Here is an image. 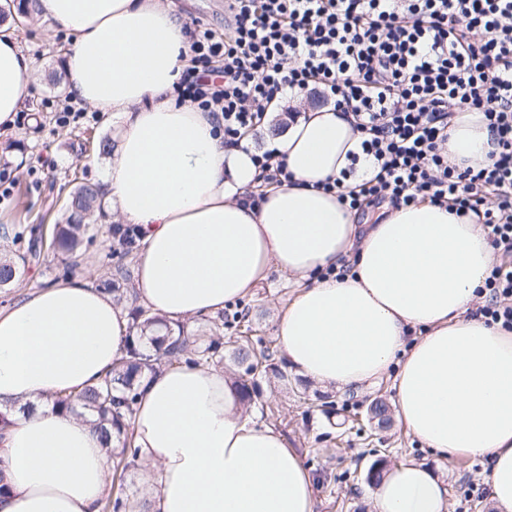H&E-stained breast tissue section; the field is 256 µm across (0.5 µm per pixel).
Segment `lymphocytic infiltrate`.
Wrapping results in <instances>:
<instances>
[{
  "label": "lymphocytic infiltrate",
  "mask_w": 512,
  "mask_h": 512,
  "mask_svg": "<svg viewBox=\"0 0 512 512\" xmlns=\"http://www.w3.org/2000/svg\"><path fill=\"white\" fill-rule=\"evenodd\" d=\"M224 35L188 29L180 101L212 113L225 146L273 102L317 91L352 119L360 150L323 183L350 209L430 202L481 224L500 256L477 315L512 330V0H225ZM483 112L490 163L448 159L454 114ZM373 174L349 181L364 160ZM250 192L290 183L275 150L252 157Z\"/></svg>",
  "instance_id": "f902f5d3"
}]
</instances>
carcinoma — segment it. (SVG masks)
<instances>
[{
    "label": "carcinoma",
    "mask_w": 512,
    "mask_h": 512,
    "mask_svg": "<svg viewBox=\"0 0 512 512\" xmlns=\"http://www.w3.org/2000/svg\"><path fill=\"white\" fill-rule=\"evenodd\" d=\"M102 210L101 188L91 183L78 185L67 199L65 222L54 225L47 248L73 255L83 243H93ZM14 241H25L27 247L16 260L7 256L0 258V288L11 287L22 276L26 265L39 262L41 256L34 238H25L24 232H16ZM129 329L133 346L112 371L97 384L73 396L64 395L56 400L59 408L64 410L71 408L75 401L91 408L100 430L114 436L119 444L112 450V467L121 473L135 463L136 450L132 448L129 430L143 379L156 371L155 363L163 361L172 365L184 359L203 366L218 365L224 361L223 336L211 334L191 338L185 334L184 327L164 323L146 308L136 306L131 309ZM232 354L247 375L277 371V350L266 347L257 351L247 336L236 337ZM367 412L376 418L377 426L383 428L390 425L391 409L384 400L372 399Z\"/></svg>",
    "instance_id": "carcinoma-1"
}]
</instances>
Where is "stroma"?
<instances>
[{
    "mask_svg": "<svg viewBox=\"0 0 512 512\" xmlns=\"http://www.w3.org/2000/svg\"><path fill=\"white\" fill-rule=\"evenodd\" d=\"M18 40L32 64V82L24 111L34 113L29 125L0 134V167L10 166L16 185L10 201L0 204V228L50 232L62 223L65 202L77 182H99L105 156L80 153L86 138H115L118 118L100 114L91 124L56 125L47 103L64 98L65 53L73 37L63 30H50L47 21L20 24ZM113 240L108 224L98 226L96 238L77 257L44 252L39 264L30 266L22 282L0 289V306L25 296L32 289L65 279L66 269L88 273L89 284L108 276L111 264L132 266ZM292 284L287 275L270 270L251 298L241 301L249 312L250 334L263 343H275L273 318L288 299ZM297 391L282 390L274 376L259 378V393L251 407L260 421L280 430L315 478L317 512H370L365 475L377 459L391 462H421L448 484L450 512H494L483 481L480 460L439 458L401 426L378 430L368 419L364 397L390 399L389 380L367 389L365 395L325 391L292 376Z\"/></svg>",
    "mask_w": 512,
    "mask_h": 512,
    "instance_id": "1",
    "label": "stroma"
}]
</instances>
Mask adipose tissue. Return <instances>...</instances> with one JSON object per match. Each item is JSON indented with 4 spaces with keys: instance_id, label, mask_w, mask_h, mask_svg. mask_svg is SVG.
I'll return each mask as SVG.
<instances>
[{
    "instance_id": "1",
    "label": "adipose tissue",
    "mask_w": 512,
    "mask_h": 512,
    "mask_svg": "<svg viewBox=\"0 0 512 512\" xmlns=\"http://www.w3.org/2000/svg\"><path fill=\"white\" fill-rule=\"evenodd\" d=\"M74 42L65 79L82 105L115 113L102 176L117 222L141 227L135 288L170 323H194L252 295L276 269L297 287L275 317L287 363L323 390L361 391L392 376L406 431L443 459L476 458L496 512H512V331L471 310L494 252L479 224L420 202L361 224L318 184L359 138L330 108L308 110L270 142L294 176L251 204L249 140L225 148L213 116L179 103L185 20L159 0H39ZM31 78L12 20L0 23V128L12 130ZM447 150L461 165L492 150L481 112L458 113ZM342 269L322 277L323 269ZM128 347L127 313L80 277L0 308V512H100L111 453L94 417L55 398L96 384ZM150 512H316L294 449L248 410L215 367L161 368L131 423ZM374 512H448L434 470L390 467Z\"/></svg>"
}]
</instances>
